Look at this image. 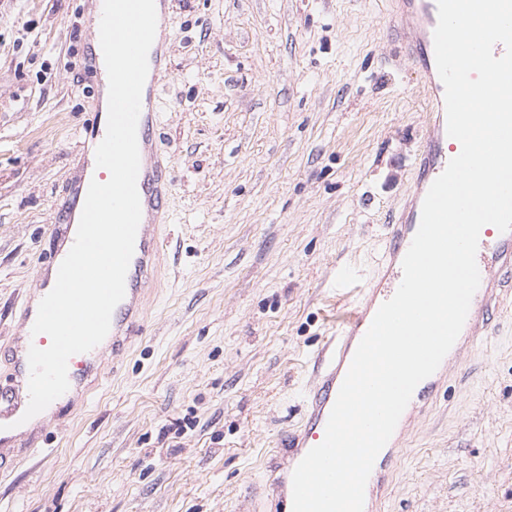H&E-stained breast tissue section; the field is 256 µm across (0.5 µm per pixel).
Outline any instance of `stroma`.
<instances>
[{
    "mask_svg": "<svg viewBox=\"0 0 512 512\" xmlns=\"http://www.w3.org/2000/svg\"><path fill=\"white\" fill-rule=\"evenodd\" d=\"M385 2L173 0L156 145L174 194L145 322L0 447V512H283L267 466L375 275L428 123ZM89 8L0 0V360L98 105ZM404 433L368 512H512V301Z\"/></svg>",
    "mask_w": 512,
    "mask_h": 512,
    "instance_id": "stroma-1",
    "label": "stroma"
}]
</instances>
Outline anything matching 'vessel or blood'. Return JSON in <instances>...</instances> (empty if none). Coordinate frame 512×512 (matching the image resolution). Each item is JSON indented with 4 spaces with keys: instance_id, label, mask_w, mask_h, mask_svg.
Instances as JSON below:
<instances>
[{
    "instance_id": "1",
    "label": "vessel or blood",
    "mask_w": 512,
    "mask_h": 512,
    "mask_svg": "<svg viewBox=\"0 0 512 512\" xmlns=\"http://www.w3.org/2000/svg\"><path fill=\"white\" fill-rule=\"evenodd\" d=\"M93 4L86 21V61L97 82L103 83L107 80L99 39L103 0H93ZM390 17V37L400 55L427 75L437 114L426 129L410 200L395 224L388 227L381 272L366 283L364 302L347 315L339 330L314 359L315 380L305 392V417L299 431L290 433L283 447L288 456L283 476L272 481L274 490L284 494L292 490L295 467L312 445L324 439L330 412L356 350L355 339L363 337L369 328L372 322L370 313L376 302L389 300L401 282L402 260L419 228L422 204L431 184L445 170L451 157L461 150L459 142L450 141L447 135L444 86L435 63L433 32L438 20L437 0H396ZM169 46V38H155L148 54V66L153 73L166 71ZM157 118L155 85L149 80L143 87L137 127L140 153L137 190L142 216L126 275L125 296L111 317L112 351L116 354L131 347L133 336L143 322L142 297L156 274L161 246L160 228L168 219L173 195V184L167 176L169 163L156 150ZM476 260L480 285L461 331L471 343L483 340L486 316L495 309L500 292H512V231L503 233L496 229H481ZM36 315L32 303H24L20 314L21 334L15 339L11 355L10 384L0 386V426L8 421L15 423L16 431L21 435L27 431L19 420L22 416L21 393L29 380L28 351L33 346L44 349L50 344L47 335L31 333Z\"/></svg>"
}]
</instances>
